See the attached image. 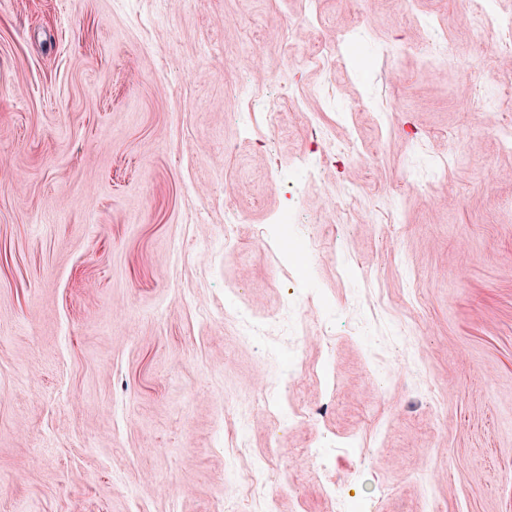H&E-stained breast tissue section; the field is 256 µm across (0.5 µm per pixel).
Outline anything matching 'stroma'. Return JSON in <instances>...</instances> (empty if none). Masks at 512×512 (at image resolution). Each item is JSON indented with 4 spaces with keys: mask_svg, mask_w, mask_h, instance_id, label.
Returning a JSON list of instances; mask_svg holds the SVG:
<instances>
[{
    "mask_svg": "<svg viewBox=\"0 0 512 512\" xmlns=\"http://www.w3.org/2000/svg\"><path fill=\"white\" fill-rule=\"evenodd\" d=\"M467 8L0 0V512H254L260 464L275 512H512V152L424 64L434 27L512 87ZM305 14L335 56L289 47ZM309 113L369 152L321 167L349 211L290 185ZM423 149L447 173L393 212ZM261 393L279 417L248 412Z\"/></svg>",
    "mask_w": 512,
    "mask_h": 512,
    "instance_id": "stroma-1",
    "label": "stroma"
}]
</instances>
